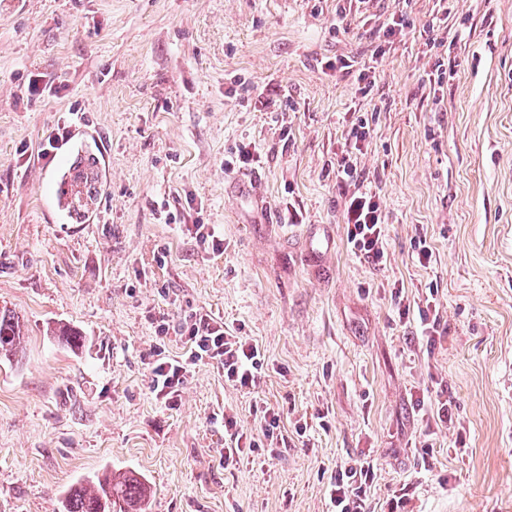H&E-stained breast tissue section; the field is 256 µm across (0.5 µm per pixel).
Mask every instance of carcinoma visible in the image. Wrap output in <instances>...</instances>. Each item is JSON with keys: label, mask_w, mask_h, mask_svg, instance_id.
I'll return each instance as SVG.
<instances>
[{"label": "carcinoma", "mask_w": 512, "mask_h": 512, "mask_svg": "<svg viewBox=\"0 0 512 512\" xmlns=\"http://www.w3.org/2000/svg\"><path fill=\"white\" fill-rule=\"evenodd\" d=\"M21 326L9 310H0V357L16 353ZM150 487L133 473L114 477L97 474L74 483L64 493L62 512H145Z\"/></svg>", "instance_id": "obj_1"}]
</instances>
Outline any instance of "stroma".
<instances>
[{"label": "stroma", "mask_w": 512, "mask_h": 512, "mask_svg": "<svg viewBox=\"0 0 512 512\" xmlns=\"http://www.w3.org/2000/svg\"><path fill=\"white\" fill-rule=\"evenodd\" d=\"M79 120L103 191L57 224L51 137ZM363 192L382 265L347 243ZM1 306L24 338L0 512H59L103 471L142 475L146 512H331L366 460L370 512H512V0H0ZM199 313L259 346L257 393L204 359L156 396ZM258 399L287 448L225 462L224 415L260 436Z\"/></svg>", "instance_id": "35a3bbf8"}]
</instances>
